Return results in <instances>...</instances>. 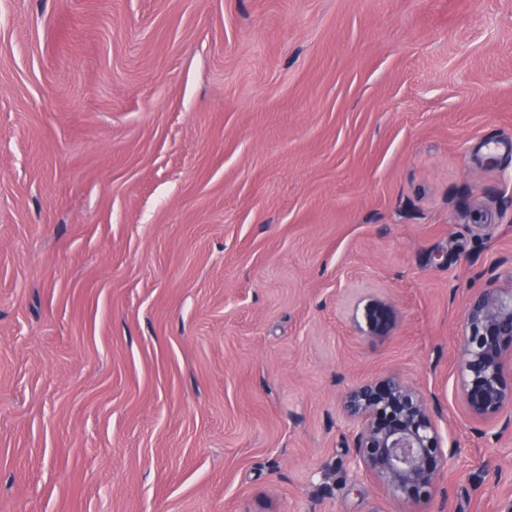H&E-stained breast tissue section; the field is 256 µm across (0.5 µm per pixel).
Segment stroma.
<instances>
[{
	"mask_svg": "<svg viewBox=\"0 0 512 512\" xmlns=\"http://www.w3.org/2000/svg\"><path fill=\"white\" fill-rule=\"evenodd\" d=\"M492 274L512 0H0V512H404L341 407L387 374L453 450L425 512H499ZM455 364L463 414L512 427V288L490 281L468 297ZM396 319L395 310L384 299H371L365 305L362 322H357V329L363 336H375L387 333Z\"/></svg>",
	"mask_w": 512,
	"mask_h": 512,
	"instance_id": "stroma-1",
	"label": "stroma"
}]
</instances>
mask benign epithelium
Returning <instances> with one entry per match:
<instances>
[{"label": "benign epithelium", "instance_id": "7a95c632", "mask_svg": "<svg viewBox=\"0 0 512 512\" xmlns=\"http://www.w3.org/2000/svg\"><path fill=\"white\" fill-rule=\"evenodd\" d=\"M392 304L371 299L357 329L363 336L388 332ZM463 414L475 421L512 427V288L494 283L472 293L455 360ZM343 411L357 425L352 446L356 472L372 478L388 495L425 502L448 468L437 421L427 399L395 375L347 392Z\"/></svg>", "mask_w": 512, "mask_h": 512}]
</instances>
